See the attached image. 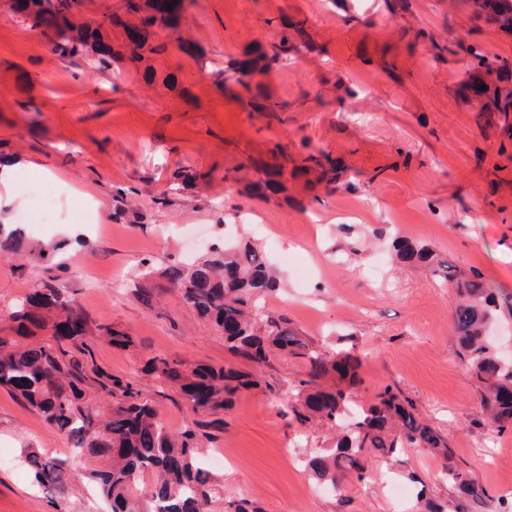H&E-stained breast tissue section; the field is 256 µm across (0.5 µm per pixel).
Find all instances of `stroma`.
<instances>
[{
  "label": "stroma",
  "mask_w": 512,
  "mask_h": 512,
  "mask_svg": "<svg viewBox=\"0 0 512 512\" xmlns=\"http://www.w3.org/2000/svg\"><path fill=\"white\" fill-rule=\"evenodd\" d=\"M282 15L302 22L311 47L263 77L287 104L271 117L248 111L213 74L244 47L277 40ZM187 22L204 62L171 51L155 59L151 80L127 61L103 69L61 58L0 14V158L16 165L11 216L33 217L23 227L31 255L0 261V308L47 280L92 323L127 332L126 347L88 337L81 359L135 380L170 429H195L201 459L227 450L226 467L209 469L219 491L211 512L242 500L258 512H408L418 495L450 498L438 462L418 447L370 467L363 482L346 479L335 491L317 481L306 459L334 447L336 432L291 412L304 358L272 353L260 386L218 414L192 411L178 386L145 373L155 354L191 365L232 360L223 334L162 273L208 258L217 244L252 242L281 278L261 301L264 313L313 348L357 357L360 403L386 385L401 389L447 440L455 465L486 489V512H502L512 504V431L487 429L455 353V291L394 262L386 243L395 234L423 243L512 303V139L460 94L465 46L512 59V34L475 28L448 0H411L406 11L395 0H195ZM420 30L449 47L445 61L432 60ZM278 145L292 157L323 149L341 158L342 185L299 178L288 196L261 199L226 180L241 162H271ZM38 167L47 180L35 177ZM178 169L186 181H173ZM46 184L56 209L43 220ZM42 248L54 249L51 263L40 260ZM67 448L0 389V449L10 455L0 462V512H106L89 484L57 494L38 487L22 461L28 449L59 457ZM404 470L416 482L402 481Z\"/></svg>",
  "instance_id": "35a3bbf8"
}]
</instances>
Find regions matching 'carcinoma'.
Segmentation results:
<instances>
[{"label":"carcinoma","instance_id":"obj_1","mask_svg":"<svg viewBox=\"0 0 512 512\" xmlns=\"http://www.w3.org/2000/svg\"><path fill=\"white\" fill-rule=\"evenodd\" d=\"M15 11L38 6L43 38L52 51L63 56H93L107 66L123 58L146 62L152 55L178 50L198 59L204 55L184 34L172 29L178 19L169 15L168 0H126L125 10L100 21L92 17L74 20L80 0H14ZM475 26L490 25L512 33V0H483L481 10L462 0ZM279 39L254 43L227 61L216 75L218 84L234 91L251 112H284L286 106L266 93L258 76L269 74L308 47L305 31L286 17L277 21ZM121 36L112 43V33ZM472 83L467 90L482 99L481 111L495 112L507 124L512 100L500 99L499 87L485 81L491 68L498 71L500 87L512 86V61L470 45ZM485 90H479V86ZM283 162L265 165L260 177L243 184L239 193L249 197L288 192V177L314 173L316 183H335L343 174L339 160L324 151L310 153L304 165L288 172ZM21 230L0 224V256L17 254ZM396 257L417 263L440 282L455 288L458 301L452 310L457 354L465 365L480 398L489 426L496 432L512 429V358L504 356L489 336L490 327L512 318V306L503 309L479 273L454 269L448 259L425 245L396 238ZM167 287L177 289L184 301L204 319L224 332V344L235 355L250 361L254 369L233 365L197 366L156 354L147 359L144 371L156 379L179 386L191 409L216 414L229 411L244 390L260 384L257 367L276 348L308 360L306 378L298 382L301 402L293 415L304 423L318 417L336 428L335 447L308 461L316 477L337 485L349 475L362 482L368 463L393 460L400 449L420 446L442 460L448 484L471 508L479 509L487 497L485 488L453 461L446 440L416 415L411 400L391 385L384 386L367 404H355L353 392L361 383L360 361L348 352L331 356L312 349L285 323L266 319L261 323L255 304L274 290L277 278L264 252L246 244L215 247L212 257L192 264H172L164 271ZM0 328V387L20 397L37 411L45 424L72 443L66 458L42 457L28 452L23 462L45 489L62 492L76 478L93 483L112 512H204L216 489L209 472L198 465L199 435L186 427L170 431L157 410L132 381L105 373L90 378L75 357L87 347L91 330L117 347L130 344L127 333L110 324L90 326L72 298L44 284L34 293L9 305ZM330 377L333 385L320 380ZM106 402L103 415L91 403L89 391ZM356 410H351L352 405ZM152 484L143 490L137 482L145 475Z\"/></svg>","mask_w":512,"mask_h":512}]
</instances>
